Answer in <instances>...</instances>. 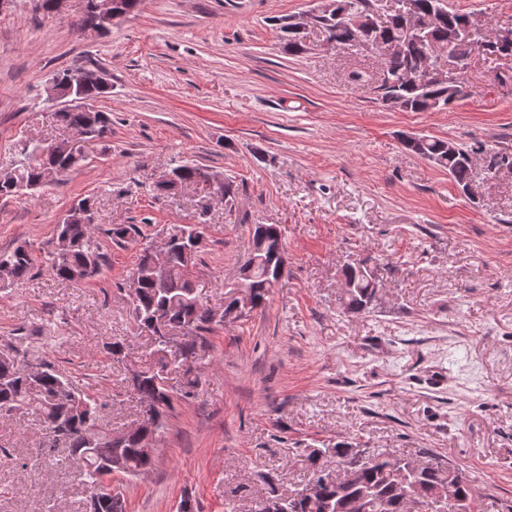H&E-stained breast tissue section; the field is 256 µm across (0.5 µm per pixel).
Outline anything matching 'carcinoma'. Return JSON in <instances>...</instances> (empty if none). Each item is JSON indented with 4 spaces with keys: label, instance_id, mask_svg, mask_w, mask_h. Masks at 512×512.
<instances>
[{
    "label": "carcinoma",
    "instance_id": "carcinoma-1",
    "mask_svg": "<svg viewBox=\"0 0 512 512\" xmlns=\"http://www.w3.org/2000/svg\"><path fill=\"white\" fill-rule=\"evenodd\" d=\"M348 7L349 13L357 14L377 9L381 0H338ZM421 16L430 17L428 35L423 38L409 36L404 21L395 20L386 27L360 30L352 25L340 24L330 15L317 17V25L326 34V39L341 46H354L359 41L380 40L388 42L402 40L404 53L380 60L384 80L377 100L391 110L403 112H437L448 107L447 89L425 85L423 75L416 80L409 75L419 70L426 60L437 59L447 50L461 57L468 55V47L453 41V34L463 21L465 14L458 10H440V0H413ZM275 24L284 33L285 50L297 56L305 51V44L293 30L288 18H277ZM476 41L484 46V55L497 57L507 52L496 46L494 38L482 32ZM56 121L65 128L78 132L86 127L106 134L112 133L111 118L99 111L94 115L87 112L69 111L55 113ZM406 150L434 162L448 170V175L461 189L471 183V167L458 158L448 157V140L425 137L422 143L403 141ZM85 160L82 152L49 153L39 158L30 156L20 162L12 159L8 164L11 178L0 182V197H10L21 187H27L39 180L42 168L52 165L62 173ZM110 239L122 241L138 235L135 224H118L103 230ZM201 238L198 225L179 229L171 237L170 262L163 284L153 278L149 254H141L136 269L139 272L138 287L132 293V313L135 323L150 328L149 322L157 313L167 316V327L180 328L188 333L208 330L212 323V311L201 301L197 287L189 277V270L183 260L180 248L183 242L179 236ZM55 235L65 238L68 250L59 254L47 250L48 272L57 279L68 283H81L100 273L103 253L97 241L96 225L81 221H62L55 225ZM253 239L260 240L262 248L251 276L242 279L250 288L256 307L267 303L268 297L279 284L275 270L284 253L282 231L275 224L255 225ZM12 268L14 281L24 279L32 264L31 250L19 245L13 251L0 253V265ZM376 289L363 277L356 279L352 288L345 289L346 305L353 312L368 308L375 298ZM45 366L38 388H33L24 373L23 362L15 355H0V416L10 415L17 410H33L46 424L49 447L65 448L69 458L76 462L85 476L89 500H95L98 488L103 486L104 477L112 473L109 464L112 449H121L123 473L137 476L152 468L153 455L143 448L142 443L152 441L165 429V416L172 407L174 394L163 378L151 371H142L129 378L128 385L138 396L139 402L152 403L158 407L160 420L153 429L128 430L121 441L113 438L111 424L104 412L105 405L99 399L80 391L73 380L49 360L41 361ZM332 452L341 465H346L354 455V448L341 443L328 450L313 448L307 455L309 481L313 482L310 493L303 491L284 496L271 490L266 501L271 503L273 512H428L430 503L442 500L447 512H484L482 502L476 496L470 481L451 463L429 460L413 472L399 477L394 471L397 462L404 457L376 453L358 467L356 477L347 484H336L320 476L318 465L322 454Z\"/></svg>",
    "mask_w": 512,
    "mask_h": 512
}]
</instances>
